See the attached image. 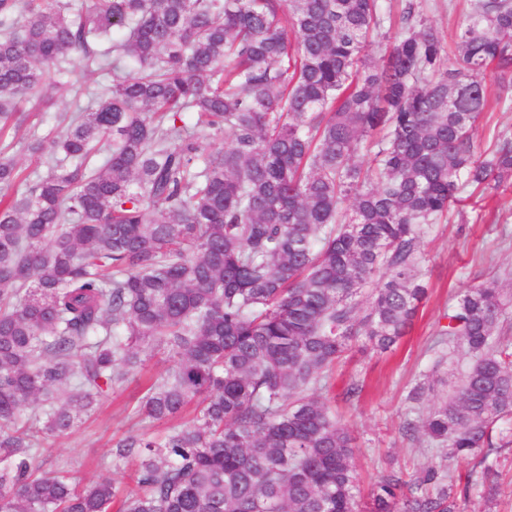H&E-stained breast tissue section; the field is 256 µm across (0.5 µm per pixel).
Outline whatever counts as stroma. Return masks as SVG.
I'll return each instance as SVG.
<instances>
[{
  "mask_svg": "<svg viewBox=\"0 0 512 512\" xmlns=\"http://www.w3.org/2000/svg\"><path fill=\"white\" fill-rule=\"evenodd\" d=\"M469 9L470 0H426L424 16L438 31L446 50H453L456 32ZM73 108L69 97L49 87L41 89L25 108V131L4 135L0 147L15 157L21 170L32 172L40 159L25 148L28 131L40 135L48 132L61 114ZM504 131L512 133V109L489 101L475 132L478 156L492 154ZM424 253L429 295L408 333L395 351L384 354L365 339L355 341L323 394L353 431L355 464L365 494L388 467L399 468L409 477L437 460L435 446L420 436L407 437L402 431L406 420H420L431 406L429 399L414 402L408 394L434 367L436 356L429 347L457 294L512 269V180L468 198L461 211L451 212L446 222L432 225ZM167 367L165 355L145 354L143 366L132 370L67 434L53 439L42 455L44 469H66L80 484L111 479L122 496L132 491L135 484L131 475L137 463L113 459L112 444L131 433L162 431V424L135 415L134 410L150 378L164 373ZM353 383L362 391L346 397V389Z\"/></svg>",
  "mask_w": 512,
  "mask_h": 512,
  "instance_id": "stroma-1",
  "label": "stroma"
}]
</instances>
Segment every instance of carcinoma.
Here are the masks:
<instances>
[{
	"label": "carcinoma",
	"instance_id": "cac0c4a2",
	"mask_svg": "<svg viewBox=\"0 0 512 512\" xmlns=\"http://www.w3.org/2000/svg\"><path fill=\"white\" fill-rule=\"evenodd\" d=\"M385 22L380 0H0V131L46 85L76 106L32 135L33 178L0 152V512H110L112 480L80 487L39 449L147 351L171 365L137 414H194L112 444L138 461L118 512H358L355 438L320 393L358 337L386 352L407 333L428 227L512 179V137L485 159L474 141L489 67L512 105V0H474L451 65L422 0L369 59ZM75 55L106 81L74 78ZM511 303L492 280L444 314L431 350L469 360L446 391L413 387L436 402L403 425L444 454L383 472L367 512L497 504Z\"/></svg>",
	"mask_w": 512,
	"mask_h": 512
}]
</instances>
